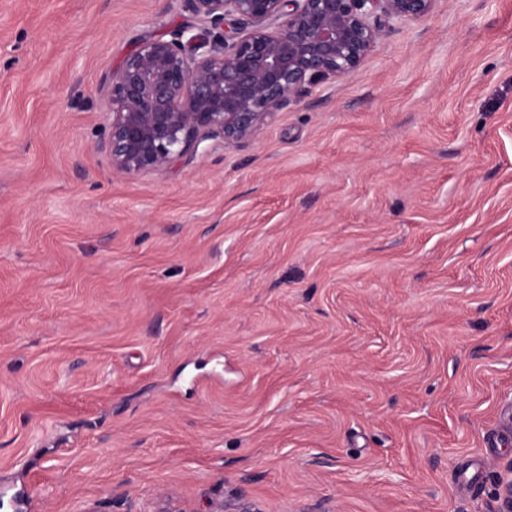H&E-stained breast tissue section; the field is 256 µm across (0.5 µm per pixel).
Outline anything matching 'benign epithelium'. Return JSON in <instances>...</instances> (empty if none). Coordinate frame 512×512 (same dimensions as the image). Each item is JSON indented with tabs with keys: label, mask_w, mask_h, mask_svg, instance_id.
Listing matches in <instances>:
<instances>
[{
	"label": "benign epithelium",
	"mask_w": 512,
	"mask_h": 512,
	"mask_svg": "<svg viewBox=\"0 0 512 512\" xmlns=\"http://www.w3.org/2000/svg\"><path fill=\"white\" fill-rule=\"evenodd\" d=\"M212 30L143 39L109 78L112 167L160 171L209 139L233 145L310 86L350 75L374 47L381 11L428 15L434 0H185ZM248 25L224 32L227 17ZM496 512H512V461Z\"/></svg>",
	"instance_id": "7a95c632"
}]
</instances>
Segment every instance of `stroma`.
<instances>
[{
  "instance_id": "obj_1",
  "label": "stroma",
  "mask_w": 512,
  "mask_h": 512,
  "mask_svg": "<svg viewBox=\"0 0 512 512\" xmlns=\"http://www.w3.org/2000/svg\"><path fill=\"white\" fill-rule=\"evenodd\" d=\"M185 0H0V512H494L512 0L382 18L247 139L112 166Z\"/></svg>"
}]
</instances>
